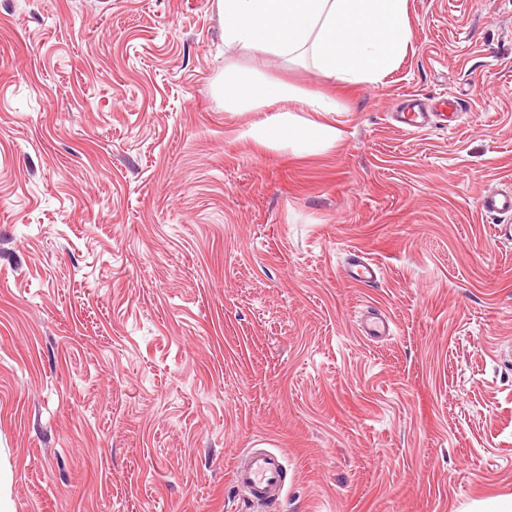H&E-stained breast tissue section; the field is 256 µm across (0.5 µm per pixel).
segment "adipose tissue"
Returning a JSON list of instances; mask_svg holds the SVG:
<instances>
[{
	"label": "adipose tissue",
	"instance_id": "adipose-tissue-1",
	"mask_svg": "<svg viewBox=\"0 0 512 512\" xmlns=\"http://www.w3.org/2000/svg\"><path fill=\"white\" fill-rule=\"evenodd\" d=\"M216 9L225 44L288 59L311 54L324 76L343 84L381 81L412 41L408 0H216ZM223 95L225 108L262 113L248 130L255 139L314 153L341 137L335 127H298L288 113L266 112L274 99L332 112L330 99L287 85L267 95L255 89L250 72L235 67L224 71Z\"/></svg>",
	"mask_w": 512,
	"mask_h": 512
}]
</instances>
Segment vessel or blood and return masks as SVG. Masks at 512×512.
Here are the masks:
<instances>
[{"mask_svg": "<svg viewBox=\"0 0 512 512\" xmlns=\"http://www.w3.org/2000/svg\"><path fill=\"white\" fill-rule=\"evenodd\" d=\"M457 102L442 98L434 101L430 112L414 116L406 112L396 113L397 122L417 126L418 123L437 122L451 126L457 113ZM482 209L488 213L512 215V191H492L482 200ZM347 277L366 286L373 285L380 278L378 265L370 258L352 255L345 269ZM237 488L258 506L279 500L285 491L284 466L276 452L265 448H252L241 455L233 473Z\"/></svg>", "mask_w": 512, "mask_h": 512, "instance_id": "b4317fda", "label": "vessel or blood"}]
</instances>
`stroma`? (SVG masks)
<instances>
[{
    "label": "stroma",
    "instance_id": "35a3bbf8",
    "mask_svg": "<svg viewBox=\"0 0 512 512\" xmlns=\"http://www.w3.org/2000/svg\"><path fill=\"white\" fill-rule=\"evenodd\" d=\"M381 83L224 44L215 0H0V490L12 512H469L512 496V0H408ZM335 99L247 136L224 69ZM457 125L410 132L398 99ZM362 254L377 287L348 280ZM384 316L388 336L360 323ZM433 112H418L416 115H411L410 112H397L395 119L397 122L412 127L421 128L423 125H428L433 119L436 118V123L443 125L444 127L451 126L454 119L457 117V113L460 111L459 105L456 101H448L447 98L442 97L439 100H434L432 104ZM421 117L422 121H417ZM287 112L265 116L252 125L246 134L255 139L268 142H285L298 152L315 153L325 145L336 142L342 132L332 126L316 125L315 129L295 126L289 120ZM482 209L487 213L500 215H512V191L503 193L492 191L486 194L482 200ZM237 488L258 506L279 500L285 491L282 457L265 448H249L233 473Z\"/></svg>",
    "mask_w": 512,
    "mask_h": 512
}]
</instances>
